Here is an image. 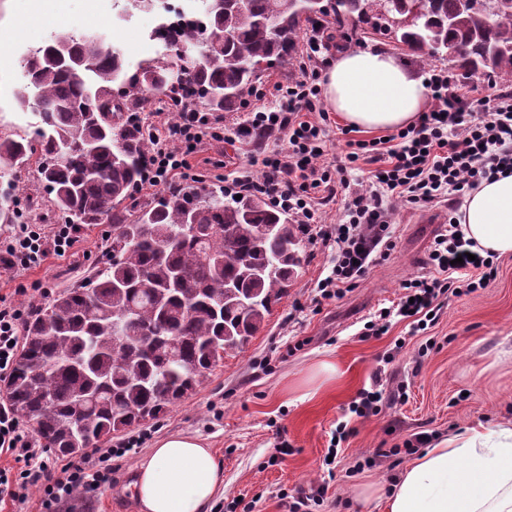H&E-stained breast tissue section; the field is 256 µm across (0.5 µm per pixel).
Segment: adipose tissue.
I'll return each mask as SVG.
<instances>
[{
  "mask_svg": "<svg viewBox=\"0 0 512 512\" xmlns=\"http://www.w3.org/2000/svg\"><path fill=\"white\" fill-rule=\"evenodd\" d=\"M324 101L345 124L398 129L425 111L424 79L393 54L353 49L330 59ZM454 219L483 254L512 255V171L471 190ZM224 482L223 466L202 441L161 438L137 472V512H207ZM382 512H512V420L481 424L417 454L378 499Z\"/></svg>",
  "mask_w": 512,
  "mask_h": 512,
  "instance_id": "1",
  "label": "adipose tissue"
}]
</instances>
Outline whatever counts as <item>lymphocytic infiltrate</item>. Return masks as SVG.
<instances>
[{"label":"lymphocytic infiltrate","instance_id":"lymphocytic-infiltrate-1","mask_svg":"<svg viewBox=\"0 0 512 512\" xmlns=\"http://www.w3.org/2000/svg\"><path fill=\"white\" fill-rule=\"evenodd\" d=\"M324 30V25H314L306 53L295 63L297 78L285 86L275 85L276 106H265L263 94H256L246 119L234 127L225 126L223 113L202 111L180 96L171 101L175 119L150 121L134 112L129 120L150 144L143 181L150 188L177 190L192 169L190 157L207 142L246 149L260 171L235 175L231 180L235 191L261 194L271 205L288 210L310 244L333 253L331 272L316 288L320 298L333 299L350 291L393 250L388 200L433 208L448 194H465L500 171L512 170V89L492 84L487 93L465 96L447 73L431 71L430 106L414 125L398 131V144L360 141L331 164L324 160L327 115L321 105L317 57ZM271 141L278 144L272 151L267 148ZM362 162L373 167L369 181L351 185L345 174ZM339 197L344 200L345 220L326 223L322 210ZM80 232V225L59 224L48 235L28 222H18L12 235L0 242V267L28 269L49 254L69 252ZM472 248L458 224L445 225L428 254L429 274L404 282L397 315L414 319L417 329H426L438 318L448 293L471 292L478 283L495 278L493 256L467 260ZM470 268L480 271L479 280L458 286L457 274ZM24 322V311L0 298V379L11 372ZM139 444L132 437L116 447L98 448L80 460L62 463L8 407L0 406V456L15 460L14 466L0 467V504L26 501L36 490L43 512H56L75 492L94 497L112 482V458Z\"/></svg>","mask_w":512,"mask_h":512}]
</instances>
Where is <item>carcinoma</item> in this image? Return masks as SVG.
I'll return each instance as SVG.
<instances>
[{
    "label": "carcinoma",
    "mask_w": 512,
    "mask_h": 512,
    "mask_svg": "<svg viewBox=\"0 0 512 512\" xmlns=\"http://www.w3.org/2000/svg\"><path fill=\"white\" fill-rule=\"evenodd\" d=\"M366 0H341L336 22L367 16ZM487 0H423L418 22L379 30L468 79L491 64L512 80V0L492 18ZM309 0H204V22L184 17L152 37L165 53L129 72L119 51L94 34L60 31L21 61L22 108L33 135L0 136V217L10 220L16 173L38 160L51 206L65 224L118 227L112 260L87 286L68 288L23 329L5 401L55 454L82 456L112 436L155 420L192 395L224 354L243 348L287 293L301 267L298 225L257 194L225 198L169 192L143 205L132 190L149 146L114 112H133L178 88L211 111H233L263 63L294 62ZM215 35L198 46L201 27ZM182 77L172 84L173 75ZM122 89L111 102L112 90ZM228 92L215 98L212 91ZM202 253L221 256L215 264ZM126 319L112 346V318Z\"/></svg>",
    "instance_id": "obj_1"
}]
</instances>
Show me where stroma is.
<instances>
[{"instance_id": "obj_1", "label": "stroma", "mask_w": 512, "mask_h": 512, "mask_svg": "<svg viewBox=\"0 0 512 512\" xmlns=\"http://www.w3.org/2000/svg\"><path fill=\"white\" fill-rule=\"evenodd\" d=\"M126 0H66L70 30L86 24L122 51L128 68L156 56L159 44L149 38L145 19L161 20L162 6L129 12ZM57 19L53 0H0V135L29 132L38 118L21 109L20 61L40 46V35ZM382 48L403 60L417 75L443 69L374 29L373 20L344 22L342 33L321 50V58L344 49ZM226 172L248 169L244 151L211 142L192 157L199 174L194 185L223 188L216 163ZM18 207L42 231L58 218L35 167L20 171ZM395 248L343 297L315 302L316 286L332 268L330 252L304 244L303 268L288 294L249 344L225 354L208 381L193 395L168 409L157 421L133 428L144 435L140 447L113 459L112 483L95 497L76 501L74 512H135L133 475L156 441L171 433L197 437L224 466V484L210 512H288L298 490L325 487L312 512H376L369 497L387 488L411 455L404 446L414 435L438 441L481 423L512 419V256L497 258L494 279L474 292L449 296L434 326L416 333L405 320H393L386 335L362 338L366 321L396 304L405 280L427 273L425 261L439 225L460 207L450 200L436 211H423L392 200ZM109 224H87L73 254L52 257L21 271L0 268V297L28 308L44 306L56 293L84 283L104 260L112 241ZM405 347H398V340ZM335 366L331 375L315 376L318 364ZM404 398L384 404L380 414L360 418L349 408L372 382ZM350 435L332 445L339 424ZM334 464H327L329 447ZM358 474L349 469L356 463Z\"/></svg>"}]
</instances>
